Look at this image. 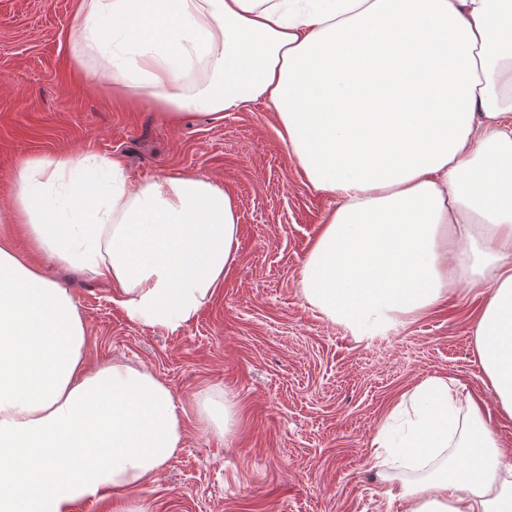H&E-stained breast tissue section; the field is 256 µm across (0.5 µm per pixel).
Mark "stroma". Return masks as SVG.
Here are the masks:
<instances>
[{
    "instance_id": "obj_1",
    "label": "stroma",
    "mask_w": 512,
    "mask_h": 512,
    "mask_svg": "<svg viewBox=\"0 0 512 512\" xmlns=\"http://www.w3.org/2000/svg\"><path fill=\"white\" fill-rule=\"evenodd\" d=\"M76 0H0V212L31 156L120 155L130 177L171 171L222 184L239 202L237 262L179 331L131 319L112 288L48 258L87 325L86 362L129 365L168 384L185 410V443L164 470L124 494L151 512H404L387 491L425 471L379 464L375 440L392 404L443 376L487 399L474 344L488 289L454 287L446 305L391 330L387 345L314 310L302 265L333 198L304 184L256 102L169 124L148 106L117 108L69 78ZM230 406L227 432L202 428L203 403ZM512 448V420L487 406Z\"/></svg>"
}]
</instances>
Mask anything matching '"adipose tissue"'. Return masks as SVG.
Returning <instances> with one entry per match:
<instances>
[{"mask_svg":"<svg viewBox=\"0 0 512 512\" xmlns=\"http://www.w3.org/2000/svg\"><path fill=\"white\" fill-rule=\"evenodd\" d=\"M73 79L170 123L262 101L304 182L336 205L300 272L306 300L382 335L464 283L491 293L475 329L512 419V0H78ZM0 243V512H76L143 485L184 446V411L151 372L88 367L86 324L36 259L111 283L113 303L176 331L235 262V196L178 172L58 152L18 168ZM381 430L405 512H512V448L482 401L430 377Z\"/></svg>","mask_w":512,"mask_h":512,"instance_id":"ef3b65f1","label":"adipose tissue"}]
</instances>
